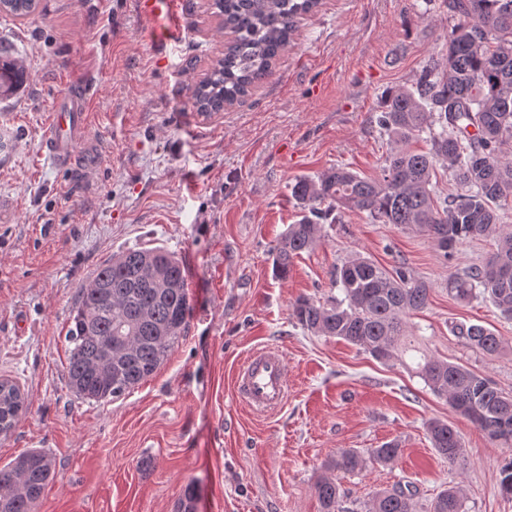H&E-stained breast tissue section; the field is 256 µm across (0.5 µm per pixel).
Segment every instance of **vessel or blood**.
Returning <instances> with one entry per match:
<instances>
[{
    "mask_svg": "<svg viewBox=\"0 0 512 512\" xmlns=\"http://www.w3.org/2000/svg\"><path fill=\"white\" fill-rule=\"evenodd\" d=\"M88 103L73 91L61 97L51 116L43 149L58 166L92 169L95 153L81 151L87 137ZM237 391L240 400L257 412L278 410L288 396L287 364L279 350L265 348L253 354L239 369Z\"/></svg>",
    "mask_w": 512,
    "mask_h": 512,
    "instance_id": "obj_1",
    "label": "vessel or blood"
}]
</instances>
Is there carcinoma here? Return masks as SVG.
Here are the masks:
<instances>
[{
	"instance_id": "1",
	"label": "carcinoma",
	"mask_w": 512,
	"mask_h": 512,
	"mask_svg": "<svg viewBox=\"0 0 512 512\" xmlns=\"http://www.w3.org/2000/svg\"><path fill=\"white\" fill-rule=\"evenodd\" d=\"M458 22L448 33L444 62L425 65L415 83L389 90L378 123L390 138L380 177L366 178L338 165L290 186L308 213L291 224L273 247L276 275L288 277L293 260L323 237L324 225L341 222L346 211L378 224H395L429 236L444 253L477 237L492 238L496 250L484 264L448 278V293L465 302L482 294L512 319V228L501 211L512 204V0H449ZM320 0H212L208 9L229 35L224 55L205 76L188 85L201 114L242 103L273 73L288 49L298 19ZM38 0H0V15L34 13ZM19 59H0V97L26 80ZM427 134L431 148L417 152L409 143ZM452 170L462 191L442 199L433 176L437 165ZM342 297L321 301L303 296L291 316L314 336L342 340L381 363L407 365L417 351L408 340V318L426 309L431 284L404 266L388 270L355 253L334 270ZM192 312L186 267L165 249L129 248L113 254L82 288L65 340L66 376L80 397L111 402L153 375L184 336ZM452 332L483 355H498L504 339L480 324L459 323ZM130 337L127 353L112 354L104 371L99 358L116 337ZM410 371L430 391L486 436L512 447V394L473 370L426 352ZM25 396L8 379L0 381V425L13 429ZM428 433L438 455L451 465L463 462V446L448 423L433 420ZM393 440L361 452L341 448L324 463L328 475L315 485L320 512H345L332 472L355 473L388 465L401 455ZM51 457L42 450L21 453L0 468V512H35L53 479ZM410 485L380 490L365 512H417ZM429 512H465L462 489L445 488Z\"/></svg>"
}]
</instances>
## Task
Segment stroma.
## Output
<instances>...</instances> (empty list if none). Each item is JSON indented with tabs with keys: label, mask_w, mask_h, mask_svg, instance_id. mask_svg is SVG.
Listing matches in <instances>:
<instances>
[{
	"label": "stroma",
	"mask_w": 512,
	"mask_h": 512,
	"mask_svg": "<svg viewBox=\"0 0 512 512\" xmlns=\"http://www.w3.org/2000/svg\"><path fill=\"white\" fill-rule=\"evenodd\" d=\"M139 2L40 0L26 19L0 15V43L28 72L0 100V379L26 397L0 435V467L28 449L50 454L55 476L37 512H174L189 484L198 512H319L314 487L336 449L396 440L395 464L341 476L346 512H364L396 484L413 486L417 512L453 485L465 512H512L499 486L512 448L404 366L311 335L291 316L298 297L333 295L332 274L352 253L388 269L405 264L432 284L428 308L409 319L416 343L512 392V350L485 356L450 330L476 323L512 343V320L488 299L448 293L449 275L483 264L495 241L468 240L446 256L426 236L349 212L325 225L287 279L272 271V248L302 216L290 190L297 178L336 165L379 176L385 93L444 55L456 22L445 0H321L272 76L207 117L186 85L224 49L217 20L205 0H179L178 32L160 41ZM79 83L100 155L87 174L42 152L56 98ZM156 246L186 265V333L130 394L85 401L65 375L80 290L112 253ZM259 348L280 350L288 366V397L272 413L250 410L235 392L239 366ZM433 418L459 433L463 466L432 448Z\"/></svg>",
	"instance_id": "obj_1"
}]
</instances>
